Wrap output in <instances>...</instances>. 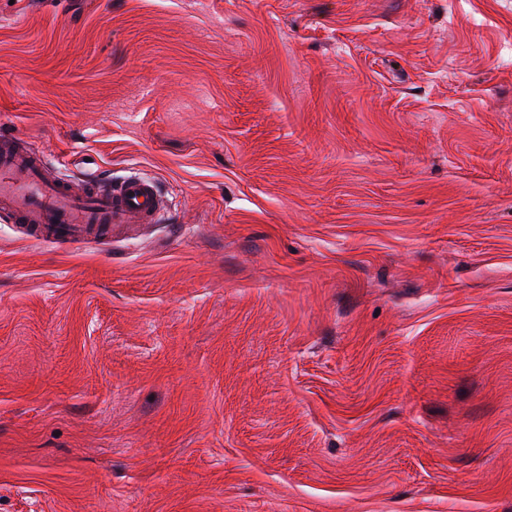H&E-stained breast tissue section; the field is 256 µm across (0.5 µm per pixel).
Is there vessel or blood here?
<instances>
[{
    "mask_svg": "<svg viewBox=\"0 0 512 512\" xmlns=\"http://www.w3.org/2000/svg\"><path fill=\"white\" fill-rule=\"evenodd\" d=\"M165 209L153 179L96 174L75 186L25 138L0 135V213L21 234L65 243L103 239L124 224L158 223Z\"/></svg>",
    "mask_w": 512,
    "mask_h": 512,
    "instance_id": "1",
    "label": "vessel or blood"
}]
</instances>
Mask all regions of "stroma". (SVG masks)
<instances>
[{"instance_id":"1","label":"stroma","mask_w":512,"mask_h":512,"mask_svg":"<svg viewBox=\"0 0 512 512\" xmlns=\"http://www.w3.org/2000/svg\"><path fill=\"white\" fill-rule=\"evenodd\" d=\"M157 181L0 214V512H512V0H0V134ZM165 209L153 179L112 182L96 174L75 188L25 138L0 135V212L23 235L64 243L103 239L124 224H157Z\"/></svg>"}]
</instances>
